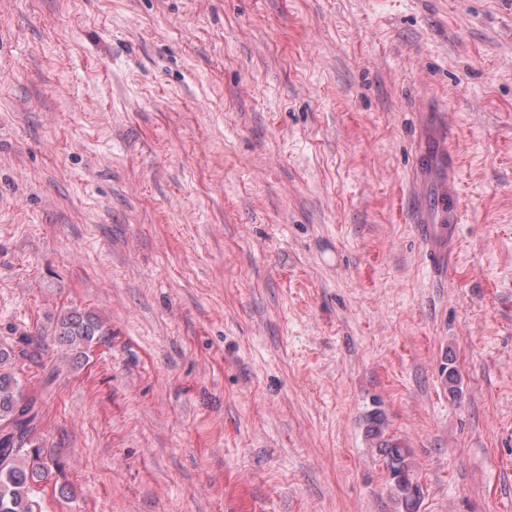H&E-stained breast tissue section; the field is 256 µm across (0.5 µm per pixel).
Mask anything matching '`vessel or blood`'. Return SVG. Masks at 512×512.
<instances>
[{
  "mask_svg": "<svg viewBox=\"0 0 512 512\" xmlns=\"http://www.w3.org/2000/svg\"><path fill=\"white\" fill-rule=\"evenodd\" d=\"M448 132H441L437 139L443 149L439 152L421 150L414 170L417 184H425L435 176H444L445 182L436 200L422 199L416 212L415 221L422 233H430L435 224H457L461 221L462 206L456 190L455 155L447 147Z\"/></svg>",
  "mask_w": 512,
  "mask_h": 512,
  "instance_id": "b4317fda",
  "label": "vessel or blood"
}]
</instances>
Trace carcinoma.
Instances as JSON below:
<instances>
[{
  "label": "carcinoma",
  "instance_id": "cac0c4a2",
  "mask_svg": "<svg viewBox=\"0 0 512 512\" xmlns=\"http://www.w3.org/2000/svg\"><path fill=\"white\" fill-rule=\"evenodd\" d=\"M54 332L75 360L103 335L93 315L76 311L61 315ZM41 420L40 400L25 393L14 359L0 347V512H35L37 486L51 476V466L38 445ZM379 445L397 500L405 512H414L420 489L408 449L390 438Z\"/></svg>",
  "mask_w": 512,
  "mask_h": 512
}]
</instances>
